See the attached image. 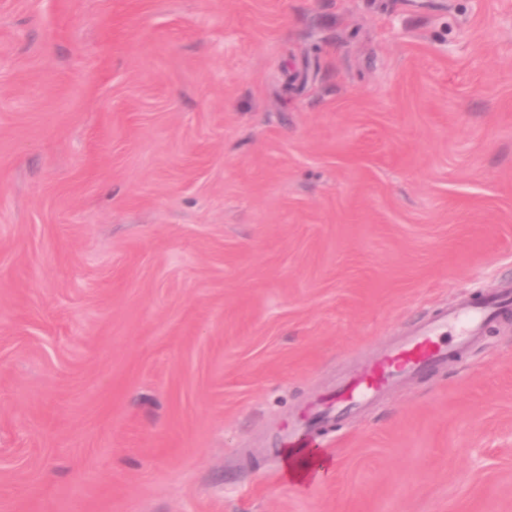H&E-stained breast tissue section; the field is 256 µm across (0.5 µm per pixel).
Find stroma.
<instances>
[{
    "label": "stroma",
    "instance_id": "35a3bbf8",
    "mask_svg": "<svg viewBox=\"0 0 512 512\" xmlns=\"http://www.w3.org/2000/svg\"><path fill=\"white\" fill-rule=\"evenodd\" d=\"M508 288L512 0H0V512H512V311L277 445ZM509 307L512 308L511 294L467 301L439 311L406 336L396 337L353 377L343 380L318 408L288 424L281 448L292 452L296 460L303 459L306 448L314 442V424L333 417L337 421L358 412L403 380L445 363L475 341L487 324ZM449 333L455 335L451 344L443 341Z\"/></svg>",
    "mask_w": 512,
    "mask_h": 512
}]
</instances>
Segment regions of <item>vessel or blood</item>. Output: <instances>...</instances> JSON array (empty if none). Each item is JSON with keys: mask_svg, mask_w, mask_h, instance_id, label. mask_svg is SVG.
Here are the masks:
<instances>
[{"mask_svg": "<svg viewBox=\"0 0 512 512\" xmlns=\"http://www.w3.org/2000/svg\"><path fill=\"white\" fill-rule=\"evenodd\" d=\"M512 308V295L504 294L436 313L429 322L395 340L353 377L343 380L315 410L289 424L282 448L303 459L313 442L317 422L358 412L403 380L445 363L458 350L475 341L487 324ZM453 342H446V335Z\"/></svg>", "mask_w": 512, "mask_h": 512, "instance_id": "obj_1", "label": "vessel or blood"}]
</instances>
